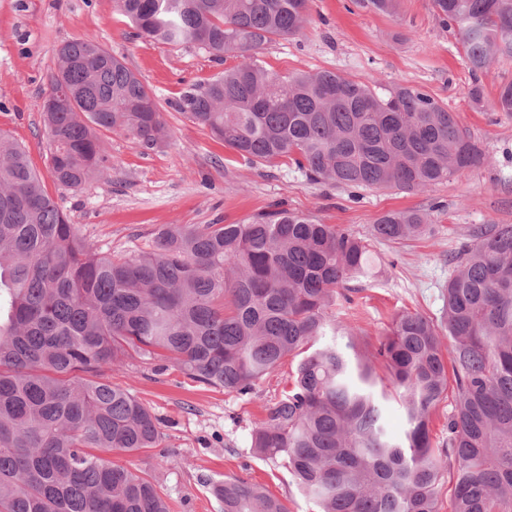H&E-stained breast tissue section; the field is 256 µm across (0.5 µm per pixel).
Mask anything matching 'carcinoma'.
<instances>
[{
  "mask_svg": "<svg viewBox=\"0 0 512 512\" xmlns=\"http://www.w3.org/2000/svg\"><path fill=\"white\" fill-rule=\"evenodd\" d=\"M310 0H117L138 35L244 61L183 95L181 110L251 163L287 157L310 180L417 191L476 167L483 151L425 90L383 95L330 70L281 75L264 47L301 32ZM474 72L512 57V0H433ZM43 113L56 183L105 180L102 133L153 148L169 137L138 75L93 36L62 43ZM427 213L388 212L373 235L402 241ZM365 240L274 210L240 224H164L148 252L93 250L0 132V512H168L144 473L108 458L157 447L152 412L98 380L134 356L246 395L292 357L288 390L250 448L283 461L320 512H512V224L472 229L450 262L442 322L397 314L372 349L315 346L329 310L369 268ZM448 336V350L442 337ZM451 399L448 437L433 415ZM408 429L390 436L385 402ZM222 512H288L265 486L209 483Z\"/></svg>",
  "mask_w": 512,
  "mask_h": 512,
  "instance_id": "1",
  "label": "carcinoma"
}]
</instances>
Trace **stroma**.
I'll return each mask as SVG.
<instances>
[{"instance_id":"obj_1","label":"stroma","mask_w":512,"mask_h":512,"mask_svg":"<svg viewBox=\"0 0 512 512\" xmlns=\"http://www.w3.org/2000/svg\"><path fill=\"white\" fill-rule=\"evenodd\" d=\"M91 34L125 58L154 95L170 136L159 147L104 135L108 182L71 191L57 185L43 125V103L66 40ZM260 59L281 74L328 69L367 79L378 93L419 86L453 112L484 153L483 163L423 191L361 189L309 180L291 160L250 164L181 112L185 91L210 83L239 64L196 46L139 38L116 0H0V131L25 146L45 190L79 235L103 254L152 250L162 224H238L282 207L368 239L372 265L354 280L350 301H337V322L359 344H373L399 311L437 318L452 270L449 258L475 224H512V113L494 107L500 87L512 82V59L472 73L452 31L432 0H399L396 13L360 0H312L303 31L268 44ZM480 87L482 104L470 91ZM428 213L433 234L398 242L372 239V224L390 211ZM295 364L259 382L247 395L195 382L177 368L155 371L131 360L102 379L129 390L158 420L159 447L111 459L151 476L169 512H221L208 483L227 477L265 485L289 512H319L290 472L255 456L250 435L265 408L288 385Z\"/></svg>"}]
</instances>
